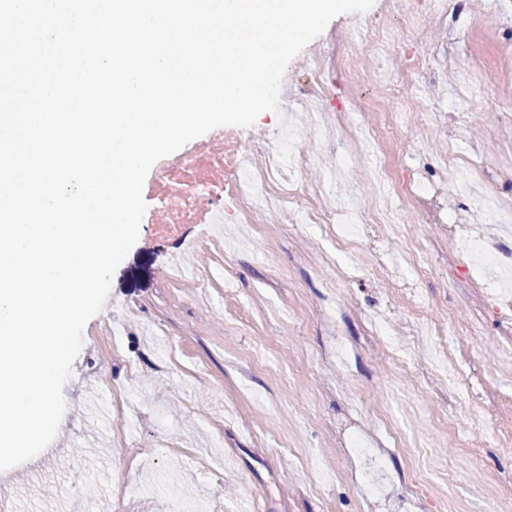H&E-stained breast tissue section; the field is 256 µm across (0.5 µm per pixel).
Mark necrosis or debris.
I'll use <instances>...</instances> for the list:
<instances>
[{
	"label": "necrosis or debris",
	"instance_id": "4bbe7bcc",
	"mask_svg": "<svg viewBox=\"0 0 512 512\" xmlns=\"http://www.w3.org/2000/svg\"><path fill=\"white\" fill-rule=\"evenodd\" d=\"M397 7L414 22L410 42H398L388 28L357 27L343 51H324L310 58L306 79L294 96L295 104L303 107L315 99L331 98L337 82L349 88L362 86L370 75L354 65V58L367 50L393 55L395 74L384 83L392 102L388 124L378 126L354 117L348 127V147L362 151L367 158L368 182L356 217L344 216L321 202L323 195L337 189L338 173H330L313 189L299 185L298 174L320 160L323 146L316 139L295 145L292 162L286 167L279 161L276 142L247 150L239 131L221 128L212 141L189 153L161 158L159 174L150 187L159 212L154 232L160 238H176L186 225L199 223L204 216L212 222L222 217L234 224H262L268 213L280 209L293 212L299 223L319 225L333 251L357 255L354 264L338 269L337 287L366 277H384L406 311L409 328L402 343L388 342L383 327L376 324L367 328L369 343L386 347L398 374L416 372L425 387L446 394L449 405L466 396L476 397L477 423L487 427L488 443L511 448L512 426L497 425L499 401L475 357L458 340L463 326L451 316L431 320L428 313L437 303L426 290L430 259L440 248H447L443 261L448 266L449 283L463 290L476 321L493 323L500 339L512 343V245L493 236H474L471 225L449 216L447 205L450 190L464 191L468 183L479 180L485 191L477 199L478 211L500 212L496 182L478 162L461 165L450 156L438 161L432 179L427 180L412 167L392 165L387 149L394 133L401 130L406 136L400 140L399 150L406 157L422 153L425 138L459 132L463 117L444 110L419 113L414 108L421 100L442 103L438 77L448 64L444 57L421 56L416 44L427 36L426 20L453 34L468 25L480 4L472 0L464 13L435 11L431 0H398ZM408 212L430 233L408 237L405 255L399 258L382 244L397 232ZM223 253V241L207 237L198 263L189 270L174 268L168 287L187 278L207 287L218 272L216 259ZM419 334L430 336L439 363L410 359L413 338Z\"/></svg>",
	"mask_w": 512,
	"mask_h": 512
}]
</instances>
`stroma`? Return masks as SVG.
I'll return each instance as SVG.
<instances>
[{
  "label": "stroma",
  "mask_w": 512,
  "mask_h": 512,
  "mask_svg": "<svg viewBox=\"0 0 512 512\" xmlns=\"http://www.w3.org/2000/svg\"><path fill=\"white\" fill-rule=\"evenodd\" d=\"M371 22L405 27L396 0H374L366 12L335 17L289 63V90L305 81L312 53L344 45L356 26ZM510 40L506 0H482L480 15L454 41L435 30L422 51L453 57L441 85L449 95L464 78L476 87L493 74L512 81V58L504 48ZM465 113L455 147L433 141L412 166H429L451 150L463 159L478 154L502 171L499 193L512 201V114L491 111L479 100L467 103ZM339 164L344 187L331 205L344 212L351 188L364 179L365 161L345 156L343 139H331L321 166L305 179L319 183ZM206 230L191 224L182 237L161 239L142 219L104 307L84 327L63 388L64 425L48 452L0 477V494L12 499L13 512H86L88 501L111 495L123 482L132 491L130 512H241L250 498L261 512H402L397 475L412 453L402 447L383 452L380 410L432 450L434 478L423 489L424 512H448L461 499L467 512H484L490 503L495 512H512V495L489 481L496 473L512 474V450L493 447L477 430L468 434L469 448L449 446L430 428L442 408L433 393L396 389L379 349H362L353 359L337 346V334L362 335L368 319H403L388 280L353 283L342 298L347 312L341 326L324 323L319 313L328 303L326 283L351 256L340 253L335 264H325L320 229L297 223L284 209L272 213L257 236L248 225H231L227 247L237 299L191 280L168 293L172 263L193 266ZM447 283L445 267L434 261L428 291L470 323L464 343L479 354L490 387L506 395L502 417L511 419L512 362L493 328L471 323L463 294ZM262 352L275 355L278 371L252 366ZM112 376L128 398L122 426L144 444L131 469L112 433L105 387ZM342 443L348 456L337 452Z\"/></svg>",
  "instance_id": "1"
}]
</instances>
